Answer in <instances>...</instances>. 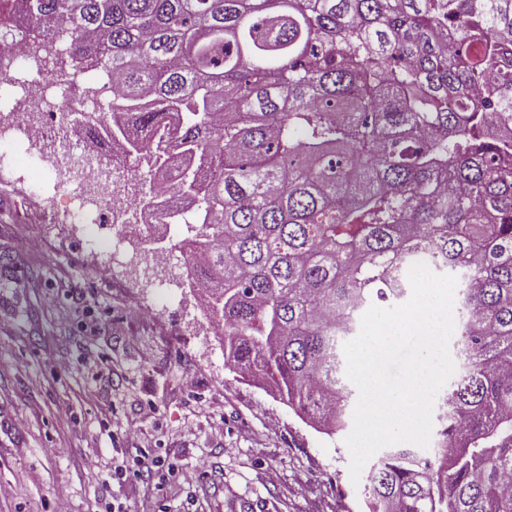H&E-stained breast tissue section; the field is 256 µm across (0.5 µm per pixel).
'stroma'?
Returning <instances> with one entry per match:
<instances>
[{"mask_svg": "<svg viewBox=\"0 0 512 512\" xmlns=\"http://www.w3.org/2000/svg\"><path fill=\"white\" fill-rule=\"evenodd\" d=\"M59 173L39 146L0 170V483L14 489L0 512H51L58 497L92 512L150 492L164 512H364L368 480H351L345 432L314 427L271 383L229 369L199 292L147 268L143 241L106 265L111 223L71 222ZM158 460L193 480L102 482L116 462Z\"/></svg>", "mask_w": 512, "mask_h": 512, "instance_id": "1", "label": "stroma"}]
</instances>
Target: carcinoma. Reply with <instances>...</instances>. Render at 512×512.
Instances as JSON below:
<instances>
[{
    "label": "carcinoma",
    "mask_w": 512,
    "mask_h": 512,
    "mask_svg": "<svg viewBox=\"0 0 512 512\" xmlns=\"http://www.w3.org/2000/svg\"><path fill=\"white\" fill-rule=\"evenodd\" d=\"M58 82L112 72L79 123L200 210L179 249L230 367L346 427L342 343L425 253L459 272L444 458L396 446L368 512H512V0H0Z\"/></svg>",
    "instance_id": "obj_1"
}]
</instances>
